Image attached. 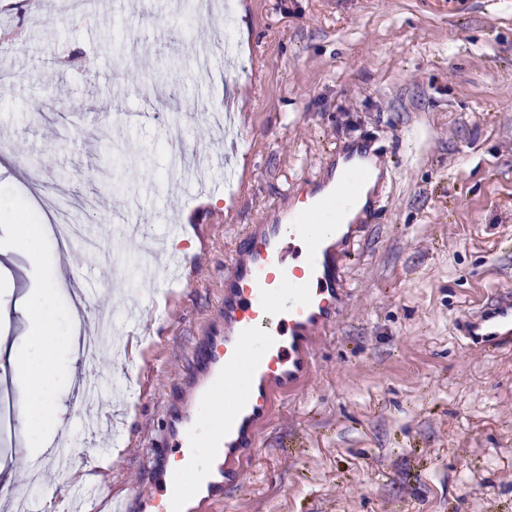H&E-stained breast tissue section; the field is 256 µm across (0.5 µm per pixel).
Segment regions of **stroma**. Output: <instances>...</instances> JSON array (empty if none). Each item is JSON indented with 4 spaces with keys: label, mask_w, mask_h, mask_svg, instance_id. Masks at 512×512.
Wrapping results in <instances>:
<instances>
[{
    "label": "stroma",
    "mask_w": 512,
    "mask_h": 512,
    "mask_svg": "<svg viewBox=\"0 0 512 512\" xmlns=\"http://www.w3.org/2000/svg\"><path fill=\"white\" fill-rule=\"evenodd\" d=\"M38 0L0 10V187L49 202L84 243L53 272L91 275L83 330L110 309L119 383L83 429L84 365L59 394L79 464L70 481L124 494L148 483L145 448L189 357L220 317L238 235L368 146L382 188L348 260L350 299L315 367L261 426L257 456L214 512H512V343L484 349L465 320L512 302V0ZM121 181L120 193L107 190ZM179 239L164 281L146 241ZM35 286L0 255V377ZM0 451L8 512L28 476ZM111 449L118 463L96 458Z\"/></svg>",
    "instance_id": "obj_1"
}]
</instances>
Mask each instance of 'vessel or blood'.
I'll return each mask as SVG.
<instances>
[{
	"label": "vessel or blood",
	"mask_w": 512,
	"mask_h": 512,
	"mask_svg": "<svg viewBox=\"0 0 512 512\" xmlns=\"http://www.w3.org/2000/svg\"><path fill=\"white\" fill-rule=\"evenodd\" d=\"M349 206L321 181L238 236L224 274V320L191 356L187 390L169 405L160 445L149 451L148 488L108 499L107 512H197L238 483L259 426L311 373L317 339L346 300L344 263L364 232L337 223ZM467 327L483 346L510 341L512 305Z\"/></svg>",
	"instance_id": "obj_1"
}]
</instances>
